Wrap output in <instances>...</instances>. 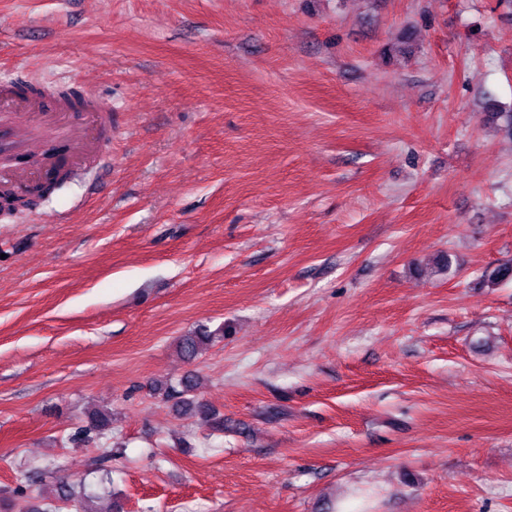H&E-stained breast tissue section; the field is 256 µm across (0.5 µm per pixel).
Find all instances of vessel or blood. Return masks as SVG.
Wrapping results in <instances>:
<instances>
[{"label": "vessel or blood", "instance_id": "vessel-or-blood-1", "mask_svg": "<svg viewBox=\"0 0 512 512\" xmlns=\"http://www.w3.org/2000/svg\"><path fill=\"white\" fill-rule=\"evenodd\" d=\"M110 109L104 103L76 111L63 100L16 93L0 85V148L16 155L42 153V165L0 169V189L37 185L56 161L57 144H65L71 165H90L105 153L96 129L105 125Z\"/></svg>", "mask_w": 512, "mask_h": 512}]
</instances>
